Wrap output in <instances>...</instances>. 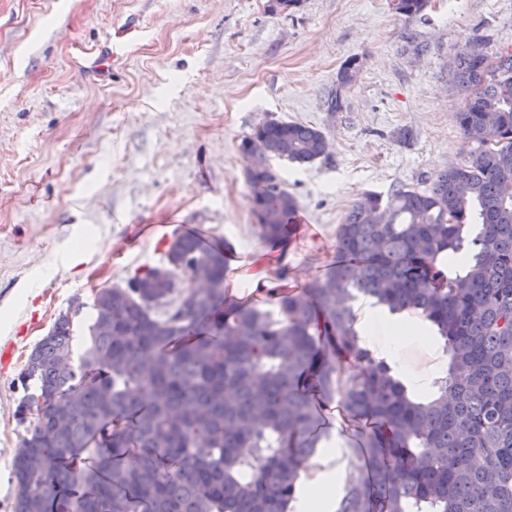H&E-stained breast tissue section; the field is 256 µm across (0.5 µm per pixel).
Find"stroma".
I'll return each mask as SVG.
<instances>
[{"mask_svg": "<svg viewBox=\"0 0 512 512\" xmlns=\"http://www.w3.org/2000/svg\"><path fill=\"white\" fill-rule=\"evenodd\" d=\"M477 38L491 54L512 45V0H429L417 15L393 0H0V346L15 349L0 370V512L25 434L19 368L73 298L124 285L196 229L229 247L226 279L247 293L266 247L240 143L274 118L330 142L314 164L272 162L306 218L288 273L323 277L356 201L424 188L459 160L461 99L444 69ZM109 41L119 63L88 78ZM442 348L404 341L393 365L413 385Z\"/></svg>", "mask_w": 512, "mask_h": 512, "instance_id": "35a3bbf8", "label": "stroma"}]
</instances>
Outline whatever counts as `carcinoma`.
Instances as JSON below:
<instances>
[{
  "label": "carcinoma",
  "mask_w": 512,
  "mask_h": 512,
  "mask_svg": "<svg viewBox=\"0 0 512 512\" xmlns=\"http://www.w3.org/2000/svg\"><path fill=\"white\" fill-rule=\"evenodd\" d=\"M450 77L463 160L354 204L335 265L280 292L279 315L227 300L225 252L178 233L160 265L95 291L88 335L84 304L59 314L18 375L34 420L12 512H288L334 403L359 462L336 512H512V47L490 57L478 39ZM326 141L277 119L242 140L246 180L270 182L254 208L266 245L298 208L271 160L313 164ZM192 275L207 287L183 288ZM361 296L444 339L429 394L360 344Z\"/></svg>",
  "instance_id": "carcinoma-1"
}]
</instances>
